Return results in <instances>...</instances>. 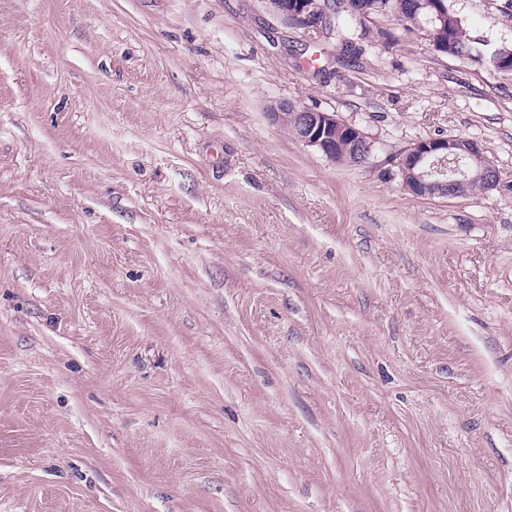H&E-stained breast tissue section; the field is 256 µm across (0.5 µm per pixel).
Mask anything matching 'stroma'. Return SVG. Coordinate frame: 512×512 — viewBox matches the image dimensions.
<instances>
[{
    "label": "stroma",
    "instance_id": "obj_1",
    "mask_svg": "<svg viewBox=\"0 0 512 512\" xmlns=\"http://www.w3.org/2000/svg\"><path fill=\"white\" fill-rule=\"evenodd\" d=\"M452 5L512 43L505 0ZM369 27L0 0V512H512V72ZM439 137L495 187L405 190ZM335 2L336 10L334 8H332V10L334 11L333 13L336 15V18L341 20L340 29L338 30V23L336 33L341 44L346 48L350 47V50H356V46L354 47L353 45L357 44V49L362 51L363 48L358 45L359 41L376 44L381 39L388 41V37H391L390 34L383 31H378L376 34L372 33L370 35V31L365 28L366 25L364 27L360 18L353 14L349 7H346L345 0H336ZM299 108L286 99L274 104L267 112L270 120L278 125L298 121V134L285 126L289 132L306 146L313 147L329 159L358 164L356 149L347 142L343 134H337L336 128L362 149L361 162L368 159L373 151V143L358 127L340 121L332 112H296ZM336 138L339 142L336 155ZM461 157L468 160L464 169L459 165ZM447 163L456 166L452 174L458 176L444 178ZM397 167L404 187L418 196H454L457 188L470 183L462 189L465 194L485 189L480 182L491 187L497 181L493 162L475 141L461 137L416 141L399 155Z\"/></svg>",
    "mask_w": 512,
    "mask_h": 512
}]
</instances>
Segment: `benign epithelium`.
I'll return each mask as SVG.
<instances>
[{
  "label": "benign epithelium",
  "instance_id": "obj_1",
  "mask_svg": "<svg viewBox=\"0 0 512 512\" xmlns=\"http://www.w3.org/2000/svg\"><path fill=\"white\" fill-rule=\"evenodd\" d=\"M275 11L303 26L315 21V0H292ZM268 117L278 125L298 122L297 138L332 160L336 159L338 129L362 149L361 160L373 151L364 132L340 121L334 112H300L296 104L283 99L271 107ZM397 167L404 187L418 196H453L465 184L483 182L491 187L497 181L493 162L475 141L461 137L416 141L399 155Z\"/></svg>",
  "mask_w": 512,
  "mask_h": 512
}]
</instances>
